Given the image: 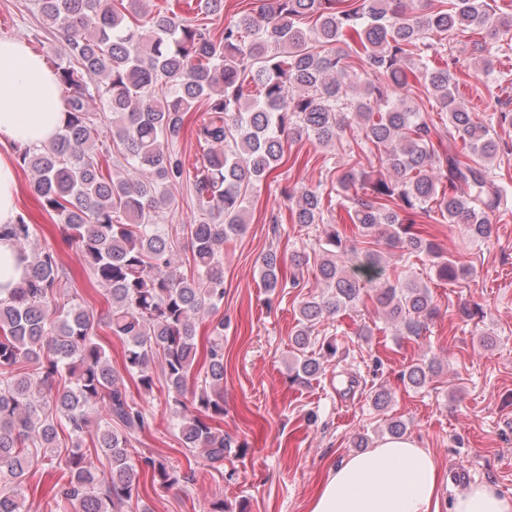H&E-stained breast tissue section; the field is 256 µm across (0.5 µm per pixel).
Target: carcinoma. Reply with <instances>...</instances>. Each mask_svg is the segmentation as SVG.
I'll list each match as a JSON object with an SVG mask.
<instances>
[{
	"mask_svg": "<svg viewBox=\"0 0 512 512\" xmlns=\"http://www.w3.org/2000/svg\"><path fill=\"white\" fill-rule=\"evenodd\" d=\"M259 2L256 13L224 26L216 41L207 25L173 10L149 14L140 0H38L44 20L66 36L53 66L65 90L64 119L50 143L19 153L42 207L60 218L66 242L80 252L91 285L105 289L107 327L126 345V373L149 394L150 364L161 359L171 421L184 447L217 472L232 450L219 428L224 319L213 327L206 376L191 390L195 320L224 304V242L245 232L247 192L281 163L284 142L306 136L327 145L341 138L350 118L359 119L362 139L385 149L383 170L341 169L339 194L357 184L367 193L339 206L360 235L426 256L447 282L467 280L472 270L425 237L416 217L435 211L440 221L463 225L471 240H491L496 225L489 214L508 188L490 168L512 154L511 143L455 104L448 56L459 31L493 22L503 35L512 31L500 0H430L411 15L402 0ZM306 18L310 25L303 27ZM411 54L420 57L416 71L404 67ZM356 60L375 74L357 100L349 97ZM416 83L446 111L448 138L423 116L412 94ZM97 100L111 116L105 132L91 108ZM200 101L205 111L196 136L207 150L193 183L201 218L187 225L193 268L184 274L173 267V235L158 218L168 205L166 189L187 175L170 146ZM105 134L134 177L119 175L111 156L95 151ZM294 214L296 224L322 221V195L303 192ZM2 235L29 264L24 283L0 298V512H24V481L38 449L58 447L62 435L70 449L55 467L67 476L64 512H122L139 498L142 471L166 490L191 481L164 460L132 459V439L150 420L94 336L93 310L80 303L60 308V258L50 249L26 254L32 228L23 217L0 227ZM348 253L346 266L341 257ZM317 268L327 293L299 306L290 336L294 383L318 379L322 359L336 356L334 338L317 353L309 350L311 328L365 297L402 336L422 335L435 314L426 284L412 275L385 277L381 252L348 250L332 224ZM260 278L271 295L286 287L277 252L260 258ZM427 370L410 364L401 380L419 389ZM89 444L110 458V470L96 466Z\"/></svg>",
	"mask_w": 512,
	"mask_h": 512,
	"instance_id": "1",
	"label": "carcinoma"
}]
</instances>
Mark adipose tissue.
<instances>
[{
	"label": "adipose tissue",
	"instance_id": "adipose-tissue-1",
	"mask_svg": "<svg viewBox=\"0 0 512 512\" xmlns=\"http://www.w3.org/2000/svg\"><path fill=\"white\" fill-rule=\"evenodd\" d=\"M62 118L61 92L45 57L22 40L0 38V143L47 144ZM443 480L429 449L388 436L329 466L309 512H438ZM453 512H512V498L477 483L458 494Z\"/></svg>",
	"mask_w": 512,
	"mask_h": 512
}]
</instances>
